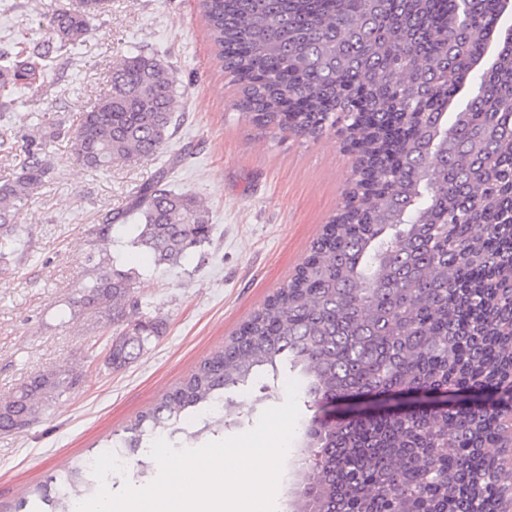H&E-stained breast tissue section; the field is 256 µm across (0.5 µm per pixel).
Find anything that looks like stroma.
<instances>
[{
    "mask_svg": "<svg viewBox=\"0 0 512 512\" xmlns=\"http://www.w3.org/2000/svg\"><path fill=\"white\" fill-rule=\"evenodd\" d=\"M80 0H0V52L39 39L53 11ZM144 50L172 67L183 93L182 116L154 158L105 171L82 167L67 139L48 141V183L20 214L22 242L0 270V399L42 370L70 363L78 386L29 429L0 431V512H26L23 501L67 461L101 454L136 418L222 349L308 256L342 200L354 158L334 133L318 140L258 135L232 104L237 90L215 59L198 0H110L69 57L37 67L28 83L0 90V178L18 171L28 136L49 125L74 129L82 112L110 87L112 64ZM179 158L169 168L171 158ZM167 176L171 187L200 196L213 226L208 242L174 268L156 267L133 248L134 220L101 236L104 215L125 209L144 183ZM113 256L136 272L139 316L163 332L126 367L104 358L121 327L71 303L92 261ZM299 374L282 365L233 397L240 418L204 409L181 422L197 445L253 428L263 410L286 398Z\"/></svg>",
    "mask_w": 512,
    "mask_h": 512,
    "instance_id": "35a3bbf8",
    "label": "stroma"
}]
</instances>
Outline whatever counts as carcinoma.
<instances>
[{
    "label": "carcinoma",
    "mask_w": 512,
    "mask_h": 512,
    "mask_svg": "<svg viewBox=\"0 0 512 512\" xmlns=\"http://www.w3.org/2000/svg\"><path fill=\"white\" fill-rule=\"evenodd\" d=\"M108 0H80L57 13L26 59L0 54V85L35 76L32 60L74 49ZM500 0H199L216 61L237 86L234 108L260 134L316 140L344 113L377 189L350 204L300 269L177 387L141 414L124 447L181 432L188 413L223 401L284 361L305 378L314 405L346 393L457 391L476 379L512 378V42L487 59V36L508 17ZM172 69L153 54L121 58L111 89L81 116L72 153L93 170L160 153L175 132ZM50 127L26 139L15 176L0 181V265L21 242L17 224L30 194L50 174ZM138 216L131 246L174 265L207 242L201 200L164 178L130 206L107 213L101 231ZM133 272L107 258L73 306L126 327L105 364L119 369L159 335L136 319ZM79 383L58 366L0 401V431L35 424ZM500 410L478 404L433 407L397 420L354 419L306 431L322 453L307 470L293 512H495L503 487L480 456L502 441ZM460 453L450 457L445 448ZM88 457L29 491L32 512H57L91 485Z\"/></svg>",
    "instance_id": "cac0c4a2"
}]
</instances>
